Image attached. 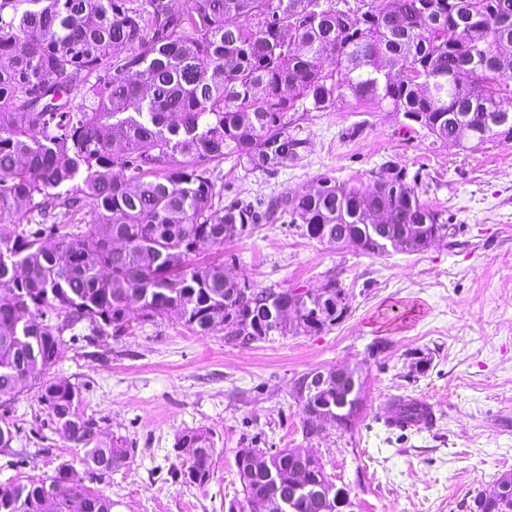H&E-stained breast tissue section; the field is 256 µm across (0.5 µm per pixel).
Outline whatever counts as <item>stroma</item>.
<instances>
[{
  "instance_id": "1",
  "label": "stroma",
  "mask_w": 512,
  "mask_h": 512,
  "mask_svg": "<svg viewBox=\"0 0 512 512\" xmlns=\"http://www.w3.org/2000/svg\"><path fill=\"white\" fill-rule=\"evenodd\" d=\"M289 132L305 145L277 170L222 163L225 204L302 192L324 175L368 190L392 162L416 175L412 188L447 221V237L420 252L369 255L290 224H260L225 244L227 273L258 288L337 281L348 313L316 334L228 341L172 317L118 337L83 324L65 330L51 377L78 386L81 415L130 450L111 481L86 484L117 501L116 512H248L236 451L298 448L349 491L354 512H473L478 493L512 474V140L435 147L402 115L352 100L297 113ZM339 365L363 382L353 427L308 433L294 385ZM411 397L433 406L434 425L386 427L391 401ZM0 415L16 431L0 448V484L79 465L36 391L0 403ZM197 429L216 448L203 486L185 481L174 451L179 435Z\"/></svg>"
}]
</instances>
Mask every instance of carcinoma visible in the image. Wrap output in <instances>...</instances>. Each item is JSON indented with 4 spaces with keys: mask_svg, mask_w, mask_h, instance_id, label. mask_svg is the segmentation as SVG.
<instances>
[{
    "mask_svg": "<svg viewBox=\"0 0 512 512\" xmlns=\"http://www.w3.org/2000/svg\"><path fill=\"white\" fill-rule=\"evenodd\" d=\"M0 0V396L36 390L91 473L127 463L124 440L100 438L75 412L80 391L48 377L62 333L86 323L96 334L173 316L207 336L297 335L283 313L270 320L248 279L228 275L211 250L283 218L343 246L425 238L444 227L385 163L373 190L323 176L318 187L272 197L266 207L224 205L221 163L276 169L303 141L288 113L324 112L352 98L423 117L433 143L457 145L512 134L485 118L512 119V0ZM118 50L125 55L117 56ZM498 55L496 74L482 68ZM117 165L131 171L117 179ZM63 317L59 324L48 316ZM318 404L353 422L336 392ZM188 482L203 486L212 436L189 430L175 443ZM293 450L240 448L235 464L250 512L288 501ZM285 512H336L320 463ZM71 465L47 481L0 485V512H114Z\"/></svg>",
    "mask_w": 512,
    "mask_h": 512,
    "instance_id": "cac0c4a2",
    "label": "carcinoma"
}]
</instances>
